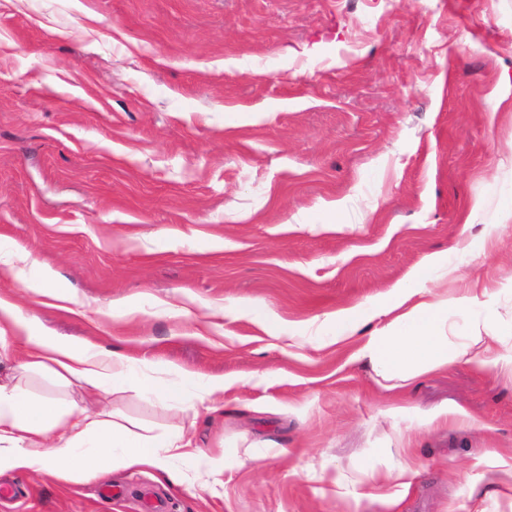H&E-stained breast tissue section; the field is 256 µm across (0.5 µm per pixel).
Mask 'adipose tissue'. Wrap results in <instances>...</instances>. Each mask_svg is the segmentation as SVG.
<instances>
[{
  "label": "adipose tissue",
  "instance_id": "1",
  "mask_svg": "<svg viewBox=\"0 0 512 512\" xmlns=\"http://www.w3.org/2000/svg\"><path fill=\"white\" fill-rule=\"evenodd\" d=\"M432 271V265L421 267L411 286L399 289L377 308L356 306L336 312L332 318L335 338L355 336L360 326L392 314L386 327L362 341L358 355L369 360L384 380L400 387L463 358L479 371L512 370V353L500 352L481 325L471 328L463 345L448 340L450 313L478 304L487 289L472 288L450 300L434 298L426 288ZM5 340L20 349L22 360L11 368L8 381L0 382V470L48 472L63 483L82 484L105 466L149 469L171 481L175 475L170 460L191 452L193 441L185 428L147 436L114 421L110 411L93 412L73 402L35 398L27 387L34 376L108 393L145 389L160 400L174 393L189 394L208 410L224 399L223 378H203L186 370L168 379L153 376L151 363L90 341H71L46 332L0 294V342ZM399 448L403 460L394 474L374 470L369 475L375 489L395 483L396 492L380 497L391 512L419 473L411 435H401Z\"/></svg>",
  "mask_w": 512,
  "mask_h": 512
}]
</instances>
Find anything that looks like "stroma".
Instances as JSON below:
<instances>
[{
    "mask_svg": "<svg viewBox=\"0 0 512 512\" xmlns=\"http://www.w3.org/2000/svg\"><path fill=\"white\" fill-rule=\"evenodd\" d=\"M511 200L512 0H0V246L31 261L0 293L53 335L226 382L210 413L74 391L142 433L190 427L181 485L2 470L0 512H140L146 490L167 512H387L367 476L409 427L398 512H512L477 463L512 450V376L462 360L398 412L329 329L439 256L434 293L493 292L450 341L480 324L512 349ZM38 265L69 303L26 287ZM447 406L480 428L417 429ZM104 481L126 497L101 504Z\"/></svg>",
    "mask_w": 512,
    "mask_h": 512,
    "instance_id": "35a3bbf8",
    "label": "stroma"
}]
</instances>
